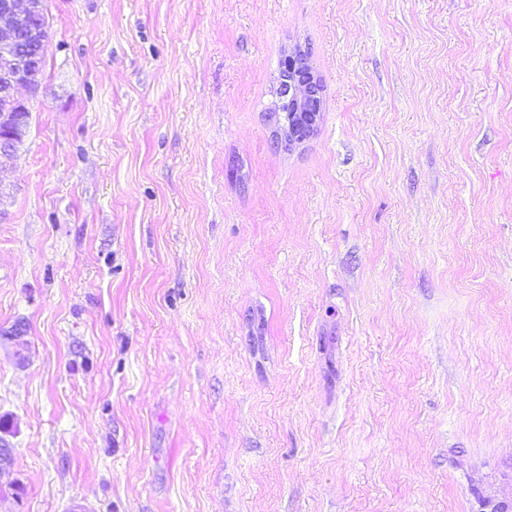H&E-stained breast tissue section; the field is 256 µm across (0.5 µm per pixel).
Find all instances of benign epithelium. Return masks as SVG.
Listing matches in <instances>:
<instances>
[{"label":"benign epithelium","instance_id":"benign-epithelium-1","mask_svg":"<svg viewBox=\"0 0 512 512\" xmlns=\"http://www.w3.org/2000/svg\"><path fill=\"white\" fill-rule=\"evenodd\" d=\"M44 0H0V45L11 48L26 39L42 45L48 40L44 25ZM288 60V94L294 100L299 122L283 124L278 116L269 118L274 127V143L291 148L310 138L323 106L324 87L310 65L309 53L295 48L286 54ZM42 67L40 51L3 53L0 55V104L14 112L30 111L29 103L16 94L20 87L36 96L37 76ZM26 126L17 121L12 128L0 134V168L8 163L17 145L23 140Z\"/></svg>","mask_w":512,"mask_h":512}]
</instances>
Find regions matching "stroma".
I'll return each instance as SVG.
<instances>
[{"label": "stroma", "mask_w": 512, "mask_h": 512, "mask_svg": "<svg viewBox=\"0 0 512 512\" xmlns=\"http://www.w3.org/2000/svg\"><path fill=\"white\" fill-rule=\"evenodd\" d=\"M0 168V512L512 499V0H46ZM324 86L273 145L288 49ZM25 133L26 126L20 118L12 128L0 134V168L12 159Z\"/></svg>", "instance_id": "stroma-1"}]
</instances>
